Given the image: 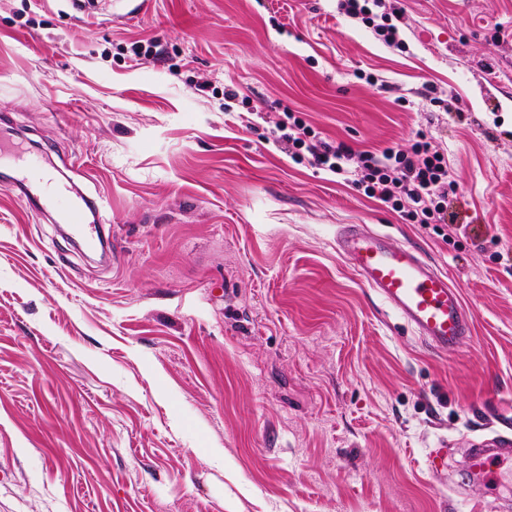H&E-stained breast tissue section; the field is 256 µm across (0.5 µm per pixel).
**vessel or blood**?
Masks as SVG:
<instances>
[{
	"instance_id": "b4317fda",
	"label": "vessel or blood",
	"mask_w": 512,
	"mask_h": 512,
	"mask_svg": "<svg viewBox=\"0 0 512 512\" xmlns=\"http://www.w3.org/2000/svg\"><path fill=\"white\" fill-rule=\"evenodd\" d=\"M53 201L63 220L78 231L84 230L88 212L99 207L95 201L74 203L59 191L54 192ZM336 248L361 281L432 347L445 353L456 350L469 330L470 314L446 274L414 248L391 245L384 235L362 226L343 230ZM511 459L512 440L502 437L494 447L475 449L471 466L488 475Z\"/></svg>"
}]
</instances>
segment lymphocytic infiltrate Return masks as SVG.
<instances>
[{"instance_id": "1", "label": "lymphocytic infiltrate", "mask_w": 512, "mask_h": 512, "mask_svg": "<svg viewBox=\"0 0 512 512\" xmlns=\"http://www.w3.org/2000/svg\"><path fill=\"white\" fill-rule=\"evenodd\" d=\"M274 138L295 160L353 180L365 196L390 206L409 223L452 239L454 227L445 206L451 185L448 162L426 134L417 133L407 148L358 152L346 143L326 141L291 114L279 123Z\"/></svg>"}]
</instances>
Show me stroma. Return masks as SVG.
Segmentation results:
<instances>
[{
    "label": "stroma",
    "instance_id": "1",
    "mask_svg": "<svg viewBox=\"0 0 512 512\" xmlns=\"http://www.w3.org/2000/svg\"><path fill=\"white\" fill-rule=\"evenodd\" d=\"M338 4L0 0V139L103 199L110 249L0 159V512H512L468 464L512 439V0H381L401 50ZM289 111L361 151L427 131L452 241L291 159ZM343 224L447 274L457 354L360 281Z\"/></svg>",
    "mask_w": 512,
    "mask_h": 512
}]
</instances>
